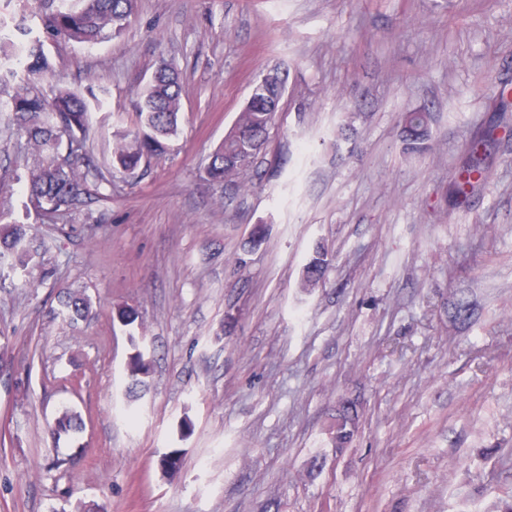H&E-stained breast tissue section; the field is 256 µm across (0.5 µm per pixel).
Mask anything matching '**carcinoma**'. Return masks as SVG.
I'll list each match as a JSON object with an SVG mask.
<instances>
[{"label": "carcinoma", "mask_w": 512, "mask_h": 512, "mask_svg": "<svg viewBox=\"0 0 512 512\" xmlns=\"http://www.w3.org/2000/svg\"><path fill=\"white\" fill-rule=\"evenodd\" d=\"M136 0H39L38 25L23 27V40L15 42L0 20V118L25 136L33 163L27 171L26 205L46 206L56 216L77 208L83 199L104 195L112 182L106 179L91 156L87 136L92 110L87 99L70 88L46 93L42 80L54 70L47 46L61 41L95 45L123 31L134 13ZM280 87L270 86L246 103L235 126L215 149L206 169L207 180L231 182L243 169L254 164V142L268 138L275 113L267 99L278 95ZM138 129L120 137L112 148V169L133 174L169 149L178 135V114L182 109L180 75L166 62L156 68L135 104ZM429 114L422 110L403 116L408 149L425 148L431 138ZM492 131L477 133L468 141L472 160L458 173L449 187L456 200L463 202L488 178V169L475 155L488 150ZM67 157H62L63 150ZM26 224L0 225V266L8 265L22 274V285L35 288L38 280L32 270L38 266L27 243ZM329 266L328 252L316 248L303 269V287L313 288L324 280ZM92 312L89 297L79 291L67 293L59 314L75 323L87 320ZM150 364L142 353L133 355L127 365L129 388L144 385ZM359 412L351 399H343L329 427L334 448H347L358 432ZM82 430L80 415L65 406L55 419L52 434L60 437Z\"/></svg>", "instance_id": "cac0c4a2"}]
</instances>
